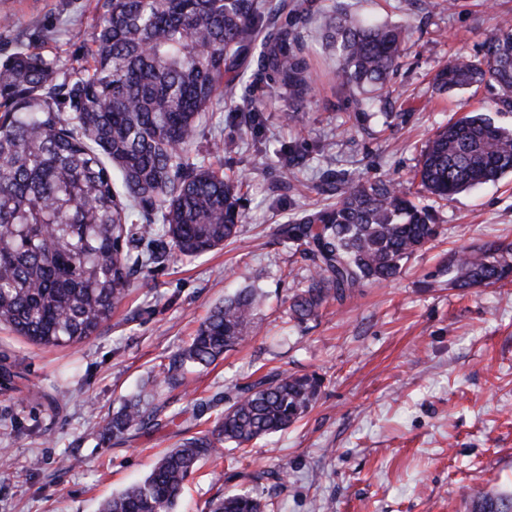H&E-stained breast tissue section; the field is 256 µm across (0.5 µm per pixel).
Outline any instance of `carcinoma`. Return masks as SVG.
<instances>
[{
	"label": "carcinoma",
	"instance_id": "obj_1",
	"mask_svg": "<svg viewBox=\"0 0 512 512\" xmlns=\"http://www.w3.org/2000/svg\"><path fill=\"white\" fill-rule=\"evenodd\" d=\"M100 23L85 65L64 64L29 45L0 61V324L31 343L58 347L95 335L133 285L134 274L163 260L124 247L127 226L163 235L195 258L234 237L244 220L238 184L192 155L209 119L236 89L237 61L267 20L266 0H99ZM340 76L378 88L399 63L408 27L338 14L325 23ZM257 64L281 95L300 101L312 73L299 37H269ZM442 90L492 83L512 108V23H502L479 59L458 56L435 75ZM512 173V126L468 112L420 152L413 181L439 200ZM336 201L283 229L311 262L293 297L306 323L332 301L389 281L438 234L436 212L397 179L353 183L338 171L320 185ZM448 285L460 290L512 283V243L448 258ZM263 294L243 288L214 306L191 341L162 368L164 381L188 364L207 366L251 339ZM324 377L270 373L224 407L212 429L164 452L140 481L100 512H175L185 480L225 444L242 447L287 429L317 401ZM160 426L137 399L106 428L121 438ZM209 512H262L257 496L234 492ZM471 512H512V493L483 491Z\"/></svg>",
	"mask_w": 512,
	"mask_h": 512
}]
</instances>
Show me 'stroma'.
<instances>
[{
    "mask_svg": "<svg viewBox=\"0 0 512 512\" xmlns=\"http://www.w3.org/2000/svg\"><path fill=\"white\" fill-rule=\"evenodd\" d=\"M97 0H0V58L25 43L80 67L96 29ZM344 12L413 31L400 64L370 108L359 110L342 79L314 85L301 102L265 110L261 128L242 119L268 96L256 60L238 69L225 111L200 129L193 155L212 160L214 141L233 142L224 173L241 181L246 221L223 248L190 259L167 239L138 241L165 252L144 268L100 331L75 347L32 344L0 327V357L19 374L0 391V512H99L144 478L181 438L212 427L227 401L270 371L325 378L314 407L288 430L203 461L176 512H207L225 492L249 490L265 512H468L473 494L512 493V285L449 288L451 252L512 241V174L436 203L440 236L393 280L332 302L318 319L290 321V299L311 274L289 249L284 224L328 203L317 187L336 171L410 182L424 143L450 119L496 111L498 90L439 91L438 68L473 56L512 0H292L271 28L300 33L313 62L335 67L320 38L325 15ZM299 115L297 127L285 113ZM292 150L297 171L279 168ZM245 287L265 304L245 346L179 383L157 381L162 364L209 310ZM164 420L115 439L105 425L125 400Z\"/></svg>",
    "mask_w": 512,
    "mask_h": 512,
    "instance_id": "stroma-1",
    "label": "stroma"
}]
</instances>
